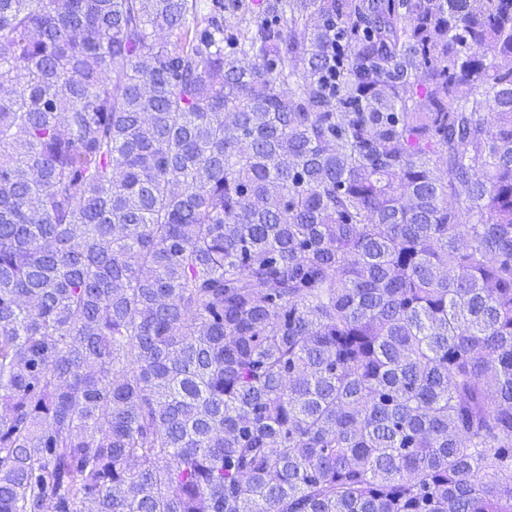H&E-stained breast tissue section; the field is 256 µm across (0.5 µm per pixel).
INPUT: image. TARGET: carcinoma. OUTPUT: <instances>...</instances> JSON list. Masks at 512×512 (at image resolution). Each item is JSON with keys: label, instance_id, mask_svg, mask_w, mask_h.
Returning <instances> with one entry per match:
<instances>
[{"label": "carcinoma", "instance_id": "1", "mask_svg": "<svg viewBox=\"0 0 512 512\" xmlns=\"http://www.w3.org/2000/svg\"><path fill=\"white\" fill-rule=\"evenodd\" d=\"M512 0H0V512H512Z\"/></svg>", "mask_w": 512, "mask_h": 512}]
</instances>
